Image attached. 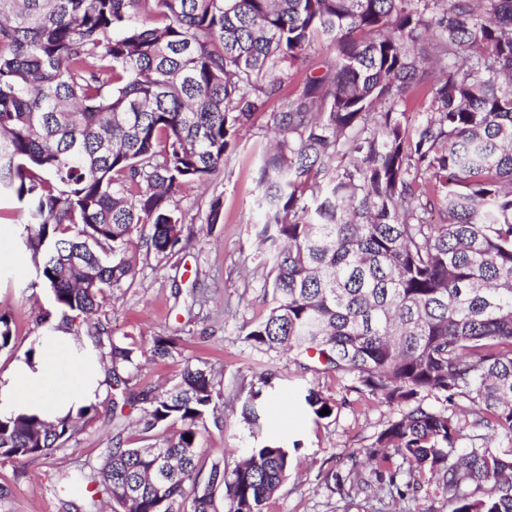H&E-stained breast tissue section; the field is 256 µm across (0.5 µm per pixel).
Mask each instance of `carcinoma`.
Here are the masks:
<instances>
[{
    "mask_svg": "<svg viewBox=\"0 0 512 512\" xmlns=\"http://www.w3.org/2000/svg\"><path fill=\"white\" fill-rule=\"evenodd\" d=\"M325 37L336 55L269 113L278 138L257 171V234L272 301L244 339L351 375L403 407L363 454L402 501L437 481L448 512H512V0H0V198L72 324L106 289L131 286L133 235L182 248L173 197L224 166L239 132ZM428 88V116L396 107ZM438 209L439 224L424 215ZM112 409L140 402L141 433L100 462L62 472L75 512H264L288 478L289 448L214 461L200 439L221 393L205 365L158 390L131 387L138 348L98 334ZM177 337L155 336L165 359ZM0 314V351L13 350ZM440 395L445 410L423 403ZM97 404L48 423L0 417V457L46 455ZM192 440H186V436ZM468 444H462V441ZM349 496L357 465L332 474ZM162 485V498L156 486Z\"/></svg>",
    "mask_w": 512,
    "mask_h": 512,
    "instance_id": "1",
    "label": "carcinoma"
}]
</instances>
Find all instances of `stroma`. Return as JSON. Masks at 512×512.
Masks as SVG:
<instances>
[{"mask_svg": "<svg viewBox=\"0 0 512 512\" xmlns=\"http://www.w3.org/2000/svg\"><path fill=\"white\" fill-rule=\"evenodd\" d=\"M267 115L244 128L223 169L204 186L185 187L174 198L184 215L183 249L172 259L139 248L131 256V287L107 291L98 318L112 336L149 346L153 337L175 336L173 356L143 361L138 387L174 382L184 368L206 362L219 384L222 405L208 420L201 461L234 462L250 448L280 439L294 444L292 469L266 512H394L386 489L371 485L352 500L341 499L331 478L347 472L360 449L397 417L399 409L356 390L353 377L304 370L291 354L265 352L244 340L245 327L264 319L271 277L256 242L261 219L256 205L257 168L271 137ZM223 205L219 224L203 231L211 198ZM21 224L0 219V313L12 319L13 351H0V371L41 334L39 309L51 306L46 289L31 287L30 261L20 255ZM275 377L264 384L265 370ZM330 401L334 412L317 418L307 393ZM257 420L246 423L243 408ZM117 432L112 411L99 403L95 419L65 447L19 461L0 458V512H67L52 484L58 473L100 461Z\"/></svg>", "mask_w": 512, "mask_h": 512, "instance_id": "35a3bbf8", "label": "stroma"}]
</instances>
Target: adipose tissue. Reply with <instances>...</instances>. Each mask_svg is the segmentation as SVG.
<instances>
[{"label":"adipose tissue","instance_id":"obj_1","mask_svg":"<svg viewBox=\"0 0 512 512\" xmlns=\"http://www.w3.org/2000/svg\"><path fill=\"white\" fill-rule=\"evenodd\" d=\"M104 380L99 352L88 337L45 330L31 354H20L0 373V416L57 421L97 402Z\"/></svg>","mask_w":512,"mask_h":512}]
</instances>
